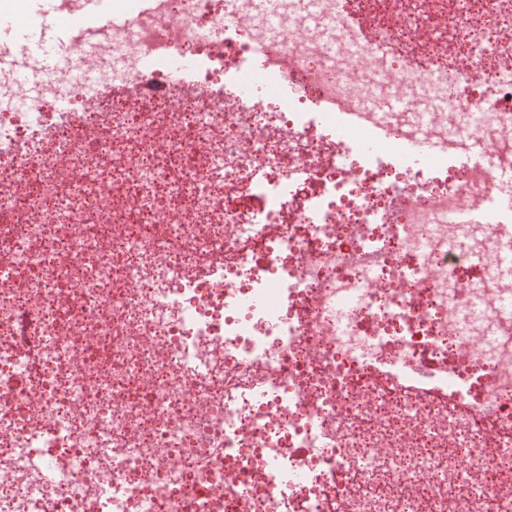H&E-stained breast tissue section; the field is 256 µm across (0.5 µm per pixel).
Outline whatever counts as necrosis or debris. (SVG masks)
<instances>
[{"instance_id":"necrosis-or-debris-1","label":"necrosis or debris","mask_w":512,"mask_h":512,"mask_svg":"<svg viewBox=\"0 0 512 512\" xmlns=\"http://www.w3.org/2000/svg\"><path fill=\"white\" fill-rule=\"evenodd\" d=\"M58 6L74 70L0 73V512H512V0ZM378 84L440 156L338 133ZM86 10L90 14L100 15L112 25H123L125 16L117 7L115 0H85ZM496 198L490 210L484 214L488 224H498L511 230L512 227V168L496 173Z\"/></svg>"}]
</instances>
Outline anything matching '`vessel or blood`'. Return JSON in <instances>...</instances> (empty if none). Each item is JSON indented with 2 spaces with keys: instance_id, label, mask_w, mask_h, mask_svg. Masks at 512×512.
<instances>
[{
  "instance_id": "vessel-or-blood-1",
  "label": "vessel or blood",
  "mask_w": 512,
  "mask_h": 512,
  "mask_svg": "<svg viewBox=\"0 0 512 512\" xmlns=\"http://www.w3.org/2000/svg\"><path fill=\"white\" fill-rule=\"evenodd\" d=\"M20 2L9 23L13 42L24 45L29 57L39 67L51 70L73 68L74 61L66 55L65 48L72 38L75 19L61 15L55 0ZM85 3L88 13L103 16L114 25L124 24L125 16L115 0H85ZM434 109L433 101L413 102L397 92L375 88L368 93L358 111L345 115L343 129L348 132L362 126L364 121H371L369 144L374 147L388 138L396 119L422 123ZM401 147L406 160L416 167L431 162L440 151L438 143L421 132L407 136ZM495 180V202L484 219L508 229L512 227V168L499 170Z\"/></svg>"
}]
</instances>
